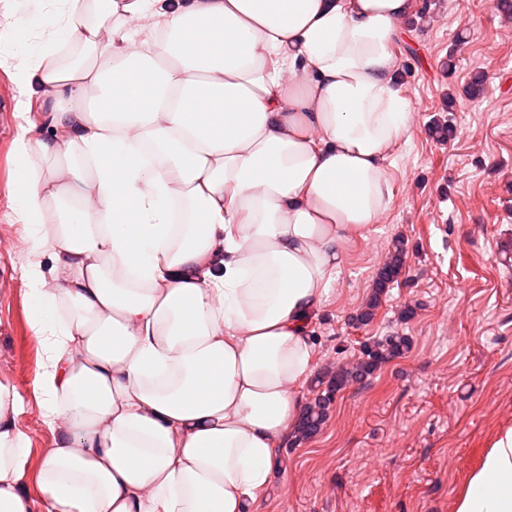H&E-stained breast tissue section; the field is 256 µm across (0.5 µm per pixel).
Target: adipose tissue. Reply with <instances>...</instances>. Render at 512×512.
<instances>
[{
	"instance_id": "1",
	"label": "adipose tissue",
	"mask_w": 512,
	"mask_h": 512,
	"mask_svg": "<svg viewBox=\"0 0 512 512\" xmlns=\"http://www.w3.org/2000/svg\"><path fill=\"white\" fill-rule=\"evenodd\" d=\"M415 0H16L12 209L56 437L41 496L0 385V512H252L310 316L392 200ZM454 512H512V426Z\"/></svg>"
}]
</instances>
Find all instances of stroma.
<instances>
[{"instance_id": "1", "label": "stroma", "mask_w": 512, "mask_h": 512, "mask_svg": "<svg viewBox=\"0 0 512 512\" xmlns=\"http://www.w3.org/2000/svg\"><path fill=\"white\" fill-rule=\"evenodd\" d=\"M395 53L414 122L390 151L392 203L348 242L311 318L314 369L349 366L365 341L396 331L412 348L335 395L315 437L286 440L258 512H453L483 448L512 426V21L497 0H436ZM479 71L486 91L472 99L465 88ZM436 120L453 126L448 141L432 137ZM17 133L13 121L0 137V384L20 399L16 426L29 444L21 484L35 498L54 436L36 388L45 349L22 275L28 243L9 198L21 178ZM398 238L401 277L369 324L354 323Z\"/></svg>"}]
</instances>
